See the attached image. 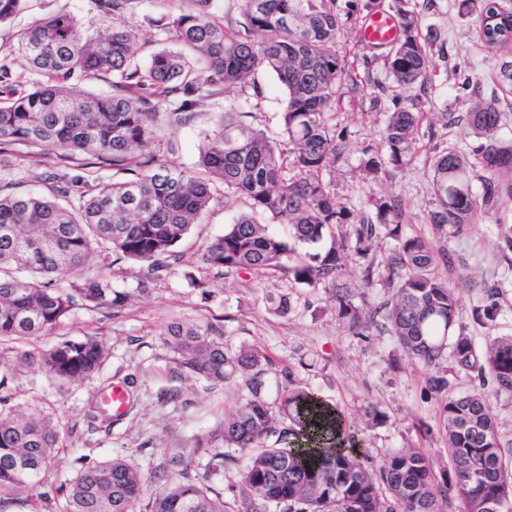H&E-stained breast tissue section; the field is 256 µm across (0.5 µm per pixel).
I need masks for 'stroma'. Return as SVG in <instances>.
<instances>
[{
	"label": "stroma",
	"instance_id": "stroma-1",
	"mask_svg": "<svg viewBox=\"0 0 512 512\" xmlns=\"http://www.w3.org/2000/svg\"><path fill=\"white\" fill-rule=\"evenodd\" d=\"M366 0H336L339 10L359 4L343 34L333 46L337 56L353 64L359 76L355 90L346 92L331 111L328 124L342 131L346 149L336 166L322 177L355 219H375L373 199L397 197L402 206V234L429 240L437 251H447L450 267L438 274L459 297V323L477 346L489 337L512 335V247L503 239L504 227L495 210L481 211L475 224L453 237L434 235L428 222L434 195L429 173L432 157L448 148L472 153L480 143L461 115L468 100L497 94L503 112L499 135L512 141V85L503 84L501 53L487 48L476 16L461 11L460 0H410L420 32L434 66L424 85L406 90L392 87L384 66L385 49L371 48L359 39L367 16ZM163 0H139L127 21L138 35L137 58L147 62L163 45V36L148 18L160 17ZM64 12L74 16L84 35L95 36L112 25L110 15L96 0H27L23 12L0 26V41L8 40L35 19ZM261 99L231 93L206 100L184 124L160 126L158 136L169 161L193 166L205 132L215 113L234 107L250 113L252 124L277 135L283 110V92L275 74H259ZM423 113L417 142L408 162L397 168L384 164L375 179L366 178L362 163L385 154L382 131L395 107ZM248 209L245 198L232 197L214 205L192 226L179 244V260L147 294L137 291L143 265L122 261L97 266L128 300L118 311L75 307L54 329L38 340L0 341V412L36 413L50 420L59 434L56 464L42 476L37 491L6 489V512H59L57 488L74 479L83 464L127 456L147 482H154L172 449L190 455L195 471H204L210 456L195 451L243 402L248 392L241 380L215 385L202 378L175 375V356L163 344L169 324L212 327L222 333L230 351L256 349L272 363L270 377L282 388L301 387L318 393L341 410L353 431L367 443L371 464L389 451L420 446L436 468H448L444 432L436 416L439 395L425 387L426 374L402 354L383 317L354 334L338 321L328 291L298 285L279 272L263 276L220 273L207 267L202 254L224 232L226 224ZM500 289V307L494 322L483 324L473 312L480 301L479 287ZM94 335L105 345L99 370L77 382L59 381L38 367L16 365L19 351L35 353L51 343L81 340ZM128 385L131 404L126 414L108 422L92 420L90 413L103 390ZM457 391L482 389L498 422L503 444L512 443V396L495 393L466 374L452 379ZM178 391L167 401L163 391ZM431 433L420 437L418 423Z\"/></svg>",
	"mask_w": 512,
	"mask_h": 512
}]
</instances>
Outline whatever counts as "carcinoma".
<instances>
[{
    "instance_id": "1",
    "label": "carcinoma",
    "mask_w": 512,
    "mask_h": 512,
    "mask_svg": "<svg viewBox=\"0 0 512 512\" xmlns=\"http://www.w3.org/2000/svg\"><path fill=\"white\" fill-rule=\"evenodd\" d=\"M26 0H0V24L25 9ZM165 22L150 18L173 47L155 51L147 64L136 61L134 29L125 19L138 0H98L112 15V27L86 37L69 14L35 20L0 43V80L11 78L15 55L30 71L48 78L29 92L13 94L0 106V339H39L51 334L75 306L122 307L126 295L90 268L98 254L117 262L146 265L140 292L171 268L175 247L210 206L244 196L250 212L240 215L205 249L202 261L218 269L259 275L280 271L294 283L331 293L336 317L359 334L379 314L389 322L404 356L415 366L436 370L427 389L447 393L438 408L451 470H436L419 448L385 453L377 468L356 449L346 419L312 392L292 389L270 400L269 360L251 349L231 353L212 330L175 323L164 344L177 355L179 376L213 383L242 377L250 393L199 448H211V463L191 475V462L174 454L145 485L137 465L117 456L86 464L74 480L57 489L60 512H227L224 498L209 485L224 466L220 448L233 445L247 456L237 490V512H444L449 500L458 512H512V449L480 391L456 394L450 373L491 380L496 392L512 396V336H496L479 350L459 326V298L431 269L437 260L421 237L401 233V204H377L378 223L354 222L322 179L343 150L342 135L326 114L357 85L355 70L332 53L345 28L336 0H230L240 19L216 14L215 0H168ZM481 20L498 15L512 22V10L494 0H462ZM399 38L386 60L395 86L424 83L432 57L422 40L416 13L396 5ZM276 74L284 88L282 138L247 125L242 113L226 111L205 134L192 167L163 157L157 130L179 125L206 99L234 89L263 94L257 75ZM112 76V92L76 93L60 85L70 78ZM464 120L482 139L476 160L454 148L431 159L435 208L429 223L436 234H458L478 213L512 200V144L498 136L502 120L497 98H480ZM420 117L404 108L390 113L383 129L388 160L401 167L416 141ZM57 146L62 161L44 155ZM37 157L47 185L42 194L15 192L16 160ZM112 168L123 180L90 184L81 174L92 165ZM481 167L482 193L473 189ZM86 190H78V184ZM269 214L290 228V246L257 219ZM399 242L383 271L360 267L366 284L378 276L394 288L391 299L367 311L344 286L345 257L367 255L380 227ZM323 252L299 253L324 236ZM476 316L496 319L497 287L479 289ZM100 340H64L23 353L17 363L36 365L64 381L94 373L104 358ZM58 442L53 425L22 413H0V489L40 486L54 464Z\"/></svg>"
}]
</instances>
